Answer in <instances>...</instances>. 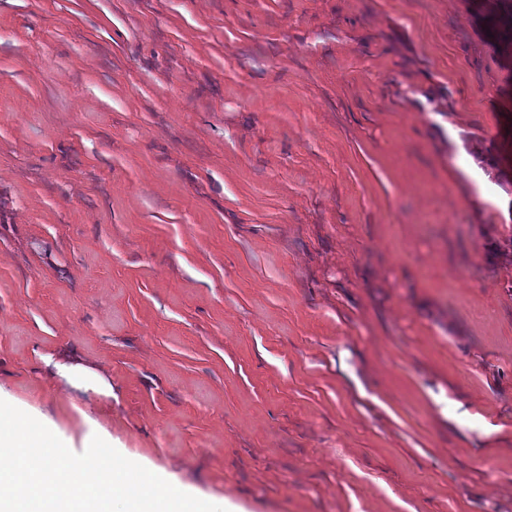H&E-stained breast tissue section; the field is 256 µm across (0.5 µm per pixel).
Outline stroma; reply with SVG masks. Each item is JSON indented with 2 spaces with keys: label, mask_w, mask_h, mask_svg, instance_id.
Returning a JSON list of instances; mask_svg holds the SVG:
<instances>
[{
  "label": "stroma",
  "mask_w": 512,
  "mask_h": 512,
  "mask_svg": "<svg viewBox=\"0 0 512 512\" xmlns=\"http://www.w3.org/2000/svg\"><path fill=\"white\" fill-rule=\"evenodd\" d=\"M510 12L0 0V387L237 512H512Z\"/></svg>",
  "instance_id": "1"
}]
</instances>
